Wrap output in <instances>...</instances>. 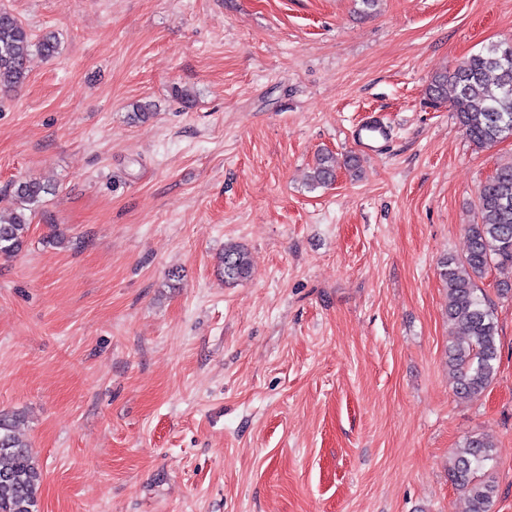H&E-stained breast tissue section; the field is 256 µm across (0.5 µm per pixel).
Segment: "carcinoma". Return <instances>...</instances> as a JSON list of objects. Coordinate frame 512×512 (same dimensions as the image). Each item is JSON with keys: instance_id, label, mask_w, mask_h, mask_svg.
<instances>
[{"instance_id": "cac0c4a2", "label": "carcinoma", "mask_w": 512, "mask_h": 512, "mask_svg": "<svg viewBox=\"0 0 512 512\" xmlns=\"http://www.w3.org/2000/svg\"><path fill=\"white\" fill-rule=\"evenodd\" d=\"M508 43L492 44L465 58L448 72L431 77L425 99L432 107H450L475 145H493L512 138V61L505 60ZM46 57L59 51L52 33L33 42L24 25L10 12L0 9V91L24 83L32 50ZM336 175V157H317L310 175L313 188L326 185ZM19 207L0 214V255L21 249L31 224L33 206L48 186L32 179L13 184ZM480 222L472 224L468 245L460 258L440 261L439 275L448 287V320L460 340L448 346V368L455 394L477 400L488 389L497 372L498 327L491 306L477 280L493 268L512 267V162L500 165L484 182L477 196ZM224 282L247 277L248 253L227 245L221 258ZM19 415L0 412V512H38V494L43 470L29 445L15 434ZM494 445L483 436H471L454 455L448 469L452 482L466 495L468 512H491L498 495L494 477L486 470L493 460Z\"/></svg>"}]
</instances>
